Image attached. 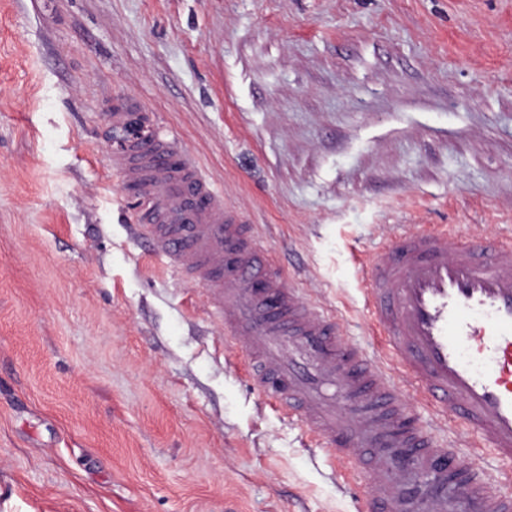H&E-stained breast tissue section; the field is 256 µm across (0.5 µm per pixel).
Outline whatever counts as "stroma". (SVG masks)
<instances>
[{
	"label": "stroma",
	"instance_id": "35a3bbf8",
	"mask_svg": "<svg viewBox=\"0 0 512 512\" xmlns=\"http://www.w3.org/2000/svg\"><path fill=\"white\" fill-rule=\"evenodd\" d=\"M129 102L374 359L354 257L512 235V0H0V512H356L366 464L251 387L141 234Z\"/></svg>",
	"mask_w": 512,
	"mask_h": 512
}]
</instances>
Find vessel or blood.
<instances>
[{"label": "vessel or blood", "instance_id": "obj_1", "mask_svg": "<svg viewBox=\"0 0 512 512\" xmlns=\"http://www.w3.org/2000/svg\"><path fill=\"white\" fill-rule=\"evenodd\" d=\"M148 142L149 151L124 146L110 157L124 184L138 188L142 233L208 288L226 343L265 400L295 411L333 458L357 463L375 450L359 512H512V476L510 490L491 485L483 469L456 463L453 449L407 427L385 366L350 344L276 261H257L250 230L189 158L171 159L160 129ZM359 277L387 360L434 411L452 412L511 462L512 245L404 233Z\"/></svg>", "mask_w": 512, "mask_h": 512}]
</instances>
